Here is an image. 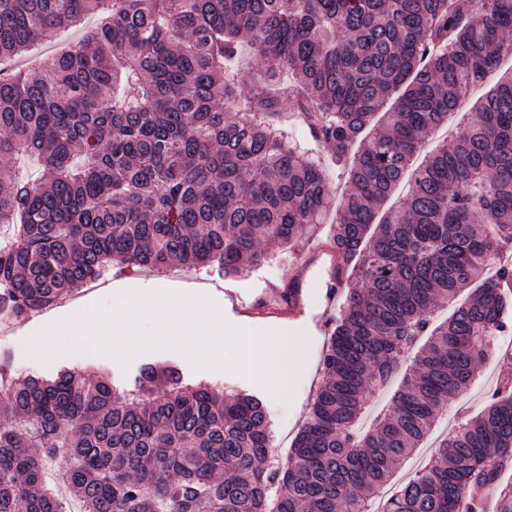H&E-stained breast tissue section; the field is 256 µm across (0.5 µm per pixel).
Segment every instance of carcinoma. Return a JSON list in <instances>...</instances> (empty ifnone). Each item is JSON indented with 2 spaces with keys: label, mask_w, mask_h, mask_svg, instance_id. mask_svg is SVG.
Listing matches in <instances>:
<instances>
[{
  "label": "carcinoma",
  "mask_w": 512,
  "mask_h": 512,
  "mask_svg": "<svg viewBox=\"0 0 512 512\" xmlns=\"http://www.w3.org/2000/svg\"><path fill=\"white\" fill-rule=\"evenodd\" d=\"M97 17L84 39L0 70V314L16 323L114 262L241 276L329 211L350 273L291 452L248 394L146 366L13 374L0 357V512H371L512 328V0H0V63ZM258 66L243 74V47ZM496 74L477 98L473 88ZM460 132L413 159L448 115ZM297 112L346 172L272 117ZM35 157L39 180L16 173ZM402 203L378 216L401 187ZM453 304L437 324L433 312ZM413 370L365 431L367 393ZM512 372L384 512H512Z\"/></svg>",
  "instance_id": "carcinoma-1"
}]
</instances>
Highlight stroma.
Here are the masks:
<instances>
[{
  "mask_svg": "<svg viewBox=\"0 0 512 512\" xmlns=\"http://www.w3.org/2000/svg\"><path fill=\"white\" fill-rule=\"evenodd\" d=\"M335 227L334 214H327L323 224L293 249L267 245L268 259L251 273L240 278H227L215 272L188 270L178 266L166 272L131 271L113 264L106 282L114 291H149L155 288H186L209 297L218 306L224 320L233 327L251 324L266 329L278 337L297 336L301 341L303 367L289 401L277 399L263 381L252 376L213 369H197L182 353L172 349L137 354L128 364L98 353L93 348L60 352L53 355L38 353L36 344L43 329L49 328L63 311L76 310L81 304L112 303L110 295L92 299L89 288L69 294L58 305L37 314L35 319L14 325L0 332V352L6 353L18 376H53L59 369L71 368L93 376L108 369L117 390L133 389L140 367L146 364H175L183 373L186 385H207L224 392L242 391L259 396L272 425L271 455L286 459L291 444L302 426L317 383L322 377L321 360L328 339L330 321L339 308L338 301L329 299L332 273L341 260L326 245ZM512 363V334L499 342L498 355L480 364L470 387L451 398L443 409V418L435 429L444 434L452 423L465 416L479 413L497 387L502 363Z\"/></svg>",
  "mask_w": 512,
  "mask_h": 512,
  "instance_id": "1",
  "label": "stroma"
}]
</instances>
